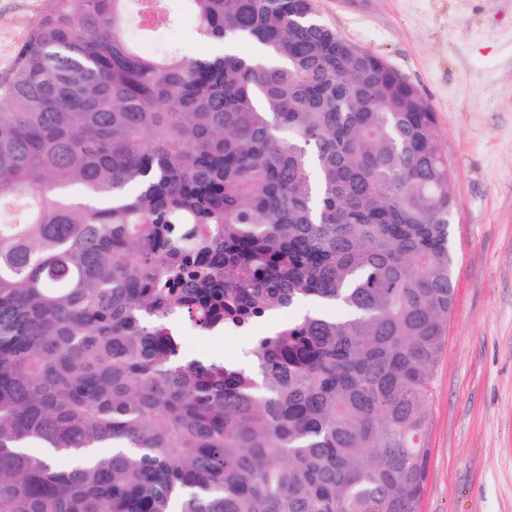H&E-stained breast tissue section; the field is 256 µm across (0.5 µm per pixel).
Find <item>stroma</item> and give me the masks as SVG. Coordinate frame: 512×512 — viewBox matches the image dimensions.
Listing matches in <instances>:
<instances>
[{"label": "stroma", "mask_w": 512, "mask_h": 512, "mask_svg": "<svg viewBox=\"0 0 512 512\" xmlns=\"http://www.w3.org/2000/svg\"><path fill=\"white\" fill-rule=\"evenodd\" d=\"M50 0H0V80ZM413 83L453 171L456 305L419 512H512V0H316Z\"/></svg>", "instance_id": "obj_1"}]
</instances>
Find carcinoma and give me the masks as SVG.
<instances>
[{
    "instance_id": "obj_1",
    "label": "carcinoma",
    "mask_w": 512,
    "mask_h": 512,
    "mask_svg": "<svg viewBox=\"0 0 512 512\" xmlns=\"http://www.w3.org/2000/svg\"><path fill=\"white\" fill-rule=\"evenodd\" d=\"M182 2L51 0L0 83V512H418L456 299L434 112L316 0ZM186 16L224 53L142 51ZM174 314L268 330L192 357Z\"/></svg>"
}]
</instances>
